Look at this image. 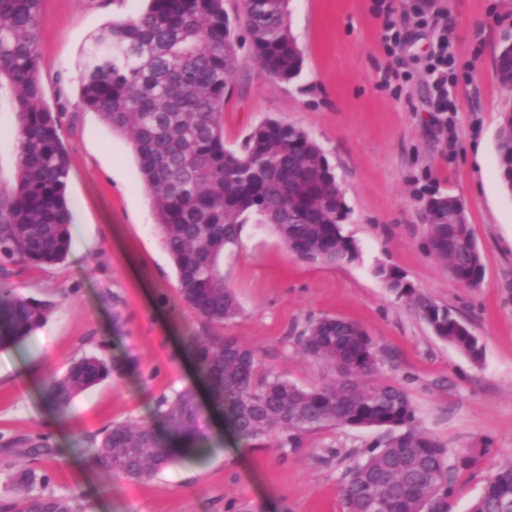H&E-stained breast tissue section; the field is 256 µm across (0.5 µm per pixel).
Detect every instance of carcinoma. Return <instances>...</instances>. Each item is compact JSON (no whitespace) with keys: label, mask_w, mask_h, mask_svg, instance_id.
Masks as SVG:
<instances>
[{"label":"carcinoma","mask_w":512,"mask_h":512,"mask_svg":"<svg viewBox=\"0 0 512 512\" xmlns=\"http://www.w3.org/2000/svg\"><path fill=\"white\" fill-rule=\"evenodd\" d=\"M42 0H0V101L18 113L14 184L0 188V254L27 266L63 262L70 250V155L63 117L70 99H43L39 30ZM248 52L265 77L289 82L303 54L288 20V0H242L230 20L224 0H148L147 7L104 26L82 49L78 96L134 150L157 226L192 313L222 326L240 312L224 284V250L238 244L243 224H270L297 258L330 265L358 257L344 233L345 195L321 147L303 130L276 119L253 127L242 148L224 143V104L231 78ZM499 84L512 88V44L495 61ZM496 166L512 191V110L503 113ZM426 249L459 284L477 286L481 255L461 200L439 193L425 209ZM376 275L409 302L433 333L474 361L479 338L445 305L417 293L404 275L379 265ZM51 304L0 286V348L24 342L47 319ZM298 351L334 373L332 382L303 388L261 368L256 352L224 336L189 337L198 374L215 388L226 422L252 443L285 434L278 447L328 427L380 428L384 438L356 457L340 488L343 512H447L453 475L476 463L477 452L449 455L423 430L407 391L378 375L370 337L360 325L323 316L294 337ZM125 365L97 355L72 362L51 379L45 399L66 411L80 392ZM194 395L182 390L157 401L149 425L114 422L89 442V458L140 482L196 451ZM19 494L6 512H76L68 502L33 493L47 476L11 475ZM469 512H512V463L493 470Z\"/></svg>","instance_id":"1"}]
</instances>
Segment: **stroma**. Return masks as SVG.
<instances>
[{
	"label": "stroma",
	"instance_id": "stroma-1",
	"mask_svg": "<svg viewBox=\"0 0 512 512\" xmlns=\"http://www.w3.org/2000/svg\"><path fill=\"white\" fill-rule=\"evenodd\" d=\"M144 6L43 0L46 103L56 100L60 72L76 75L93 33ZM289 10L302 71L275 82L242 57L224 106V141L239 147L268 118L313 138L344 189V230L358 259L302 261L271 226L245 224L223 261L241 313L221 327L205 324L179 298L127 139L97 113H68L69 254L42 268L0 257V284L53 304L23 345L0 348V505L15 499L10 476L24 468L48 475L47 492L79 512H341L342 475L382 430L328 428L302 436L296 448L255 442L238 461L225 454L206 412L201 453L144 482L90 464L85 452L87 440L112 423H149L159 398L186 389L192 335L233 337L256 350L263 369L303 387L331 381L292 341L323 315L368 333L380 376L404 385L425 431L449 451L479 452L478 464L457 474L449 512H467L488 474L512 463V192L496 167V135L512 92L495 73L512 40V0H290ZM436 192L465 206L485 265L478 287L456 283L423 247L424 208ZM381 264L466 323L483 346L481 360L435 336L376 275ZM89 354L119 359L125 374L58 413L44 397L47 381ZM38 438L51 455L30 453Z\"/></svg>",
	"mask_w": 512,
	"mask_h": 512
}]
</instances>
